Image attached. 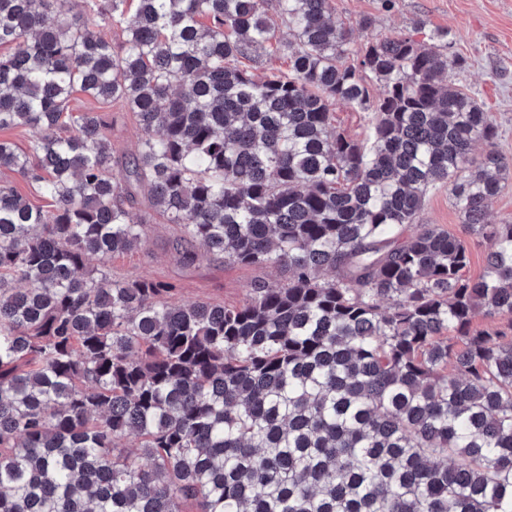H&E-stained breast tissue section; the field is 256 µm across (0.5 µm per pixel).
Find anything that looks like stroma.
I'll return each instance as SVG.
<instances>
[{
    "mask_svg": "<svg viewBox=\"0 0 512 512\" xmlns=\"http://www.w3.org/2000/svg\"><path fill=\"white\" fill-rule=\"evenodd\" d=\"M332 8L337 19L352 26L357 46L379 35L410 34L421 41L433 31L448 32L453 42L448 52L450 78L491 112L500 130L496 148L512 159V0H332ZM366 17L373 20L368 29L360 26ZM418 221L466 239V274L481 276L485 248L449 202L447 188L427 191ZM146 233L142 249L113 258V277L148 276L174 283L181 302L226 305L242 302L255 282L282 277L275 269L229 262L203 250L194 263H184L176 251V226L160 217L148 224Z\"/></svg>",
    "mask_w": 512,
    "mask_h": 512,
    "instance_id": "35a3bbf8",
    "label": "stroma"
}]
</instances>
